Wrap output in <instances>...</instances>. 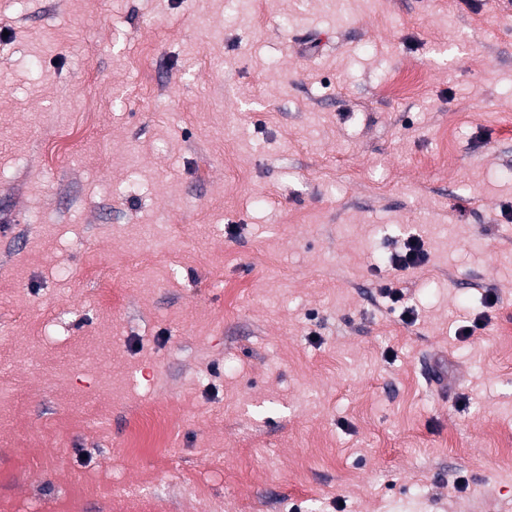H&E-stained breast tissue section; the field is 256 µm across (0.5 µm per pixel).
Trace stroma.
Returning <instances> with one entry per match:
<instances>
[{
  "label": "stroma",
  "mask_w": 512,
  "mask_h": 512,
  "mask_svg": "<svg viewBox=\"0 0 512 512\" xmlns=\"http://www.w3.org/2000/svg\"><path fill=\"white\" fill-rule=\"evenodd\" d=\"M508 119L512 0H0V500L512 512ZM427 260V252L421 240L416 236H409L404 243V250L391 258V264L396 269L406 270L421 266ZM141 425L135 428L127 444L130 458L144 451H155L159 462L165 459V436L168 418L166 412L158 407H147L141 411Z\"/></svg>",
  "instance_id": "stroma-1"
}]
</instances>
